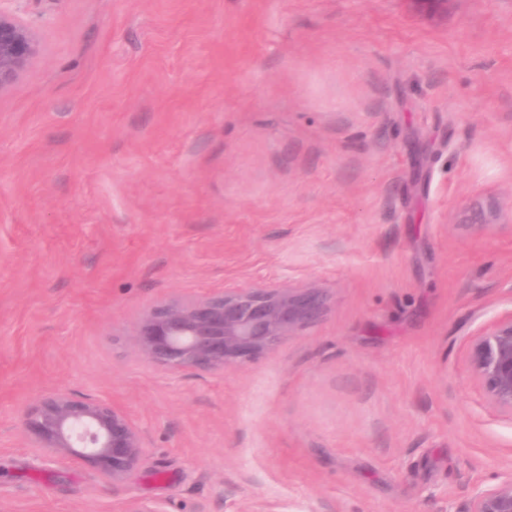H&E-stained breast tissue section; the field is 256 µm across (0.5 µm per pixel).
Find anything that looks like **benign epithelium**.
I'll list each match as a JSON object with an SVG mask.
<instances>
[{
	"instance_id": "benign-epithelium-1",
	"label": "benign epithelium",
	"mask_w": 512,
	"mask_h": 512,
	"mask_svg": "<svg viewBox=\"0 0 512 512\" xmlns=\"http://www.w3.org/2000/svg\"><path fill=\"white\" fill-rule=\"evenodd\" d=\"M39 44L11 11L0 7V91L39 56ZM325 308L321 289L278 286L226 290L204 299L168 298L143 312L131 336L149 365L197 377L235 370L270 351ZM470 362L490 404L512 415V315L485 328L471 344ZM31 447L90 466L119 483L145 460L140 430L119 407L56 391L26 411ZM120 512H167L163 503L131 499ZM466 512H512V472L473 490Z\"/></svg>"
}]
</instances>
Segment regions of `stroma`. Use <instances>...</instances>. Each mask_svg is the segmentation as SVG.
<instances>
[{
  "label": "stroma",
  "mask_w": 512,
  "mask_h": 512,
  "mask_svg": "<svg viewBox=\"0 0 512 512\" xmlns=\"http://www.w3.org/2000/svg\"><path fill=\"white\" fill-rule=\"evenodd\" d=\"M0 91V512H464L512 472L469 359L512 311V0H14ZM327 308L197 378L137 359L169 297ZM63 390L147 442L123 483L32 448ZM0 1V91L9 87L39 56V44L26 27L19 24Z\"/></svg>",
  "instance_id": "stroma-1"
}]
</instances>
